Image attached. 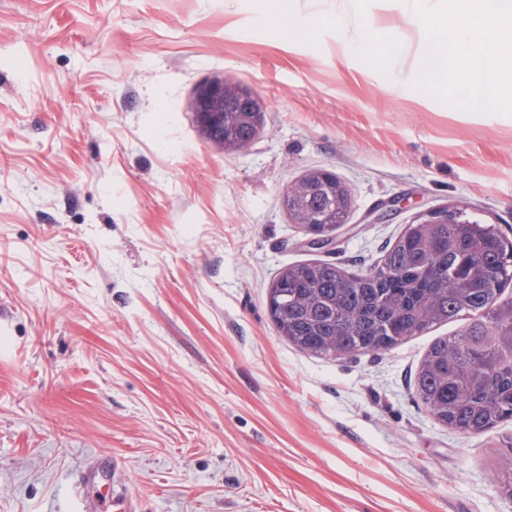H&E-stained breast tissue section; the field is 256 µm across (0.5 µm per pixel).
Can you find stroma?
<instances>
[{"label": "stroma", "instance_id": "35a3bbf8", "mask_svg": "<svg viewBox=\"0 0 512 512\" xmlns=\"http://www.w3.org/2000/svg\"><path fill=\"white\" fill-rule=\"evenodd\" d=\"M0 0V512H77L117 459L136 512H512V424L464 436L418 401L452 322L333 359L279 336L283 267L376 265L419 212L461 202L512 241V116L414 87L399 0ZM400 43L373 63L365 34ZM254 89L224 153L198 86ZM334 172L329 252L283 206Z\"/></svg>", "mask_w": 512, "mask_h": 512}]
</instances>
